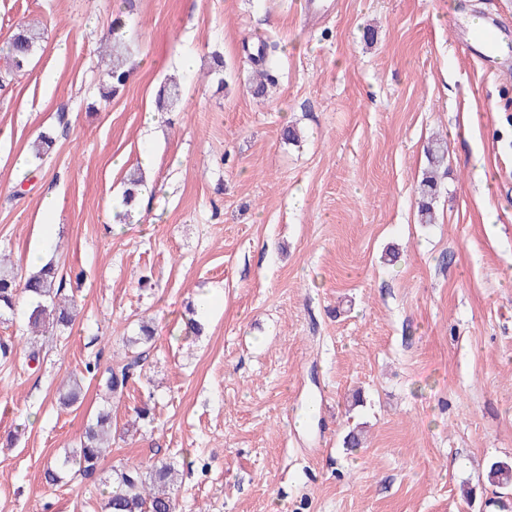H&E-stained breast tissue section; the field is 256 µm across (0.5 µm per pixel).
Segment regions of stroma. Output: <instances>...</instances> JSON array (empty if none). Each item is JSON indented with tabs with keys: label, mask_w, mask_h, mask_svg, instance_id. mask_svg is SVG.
I'll return each instance as SVG.
<instances>
[{
	"label": "stroma",
	"mask_w": 512,
	"mask_h": 512,
	"mask_svg": "<svg viewBox=\"0 0 512 512\" xmlns=\"http://www.w3.org/2000/svg\"><path fill=\"white\" fill-rule=\"evenodd\" d=\"M323 2L312 21L308 0H0V47L18 24L41 33L23 71L0 54V252L23 264L46 225L79 305L36 368L23 311L0 324L16 346L0 364V512H102V478L129 460L174 465L178 512H512V489L487 481L512 463V77L448 22L497 20L512 43V0ZM122 12L136 68L106 103L99 43ZM262 43L278 49L258 98ZM171 77L184 102L155 118ZM43 131L57 139L40 162ZM435 136L447 171L422 224ZM146 153L134 219L113 223ZM145 316L144 376L112 406L98 478L46 485L103 404L97 380L77 408L59 385L118 359ZM145 405L152 422L124 435ZM357 425L362 446L343 448ZM429 167L418 185L419 221L422 224H433L436 220L434 201L437 192V175L444 165L447 148L443 140L435 139L427 146Z\"/></svg>",
	"instance_id": "stroma-1"
}]
</instances>
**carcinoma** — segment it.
Instances as JSON below:
<instances>
[{
	"instance_id": "carcinoma-1",
	"label": "carcinoma",
	"mask_w": 512,
	"mask_h": 512,
	"mask_svg": "<svg viewBox=\"0 0 512 512\" xmlns=\"http://www.w3.org/2000/svg\"><path fill=\"white\" fill-rule=\"evenodd\" d=\"M40 33L27 24H20L16 31L5 42V49L11 61L12 70H23L30 57L37 50ZM105 47L112 56V67L107 76L110 84L109 92L103 95L104 100L126 85L130 70L126 68L131 54L127 40V24L122 16L112 20ZM273 60L264 52L258 53L255 65L260 67L253 78L254 93L258 97L265 94L269 81L266 67ZM182 100V89L179 83H164L158 92L159 108L170 111ZM56 139L52 133H42L33 145L34 158L41 160L55 146ZM429 167L418 185L419 221L422 224H433L436 220L434 201L437 192V175L444 165L447 148L443 140L435 139L427 146ZM145 185L140 170H135L127 177V187L123 191L120 207L114 219L122 222L130 218L132 211L139 202V195ZM64 290L63 277L59 275L53 261H47L40 270L22 274L9 256L0 253V323L10 321L14 315L17 300L21 295L28 296L27 328L31 335L27 359L40 363L41 355L49 344V337L71 327L78 315V304L75 298L62 295ZM154 335V328L149 321L143 320L136 335L127 338L126 351L115 364L104 372H99L98 364L88 362L85 372L91 378H100L106 391V398H121L131 384L141 378L144 352L140 347L149 343ZM84 378L75 377L67 384L64 391L58 393L60 405L69 408L82 403L84 398ZM112 438V405L100 408L84 429L79 445L55 459L44 468L45 482L56 485L66 476L92 477L99 471L101 459L111 445ZM175 468L166 462L148 464H124L112 470V476L104 481V512H176V496L169 485L174 481ZM487 480L490 484L507 488L512 485V464L496 461L489 467Z\"/></svg>"
}]
</instances>
